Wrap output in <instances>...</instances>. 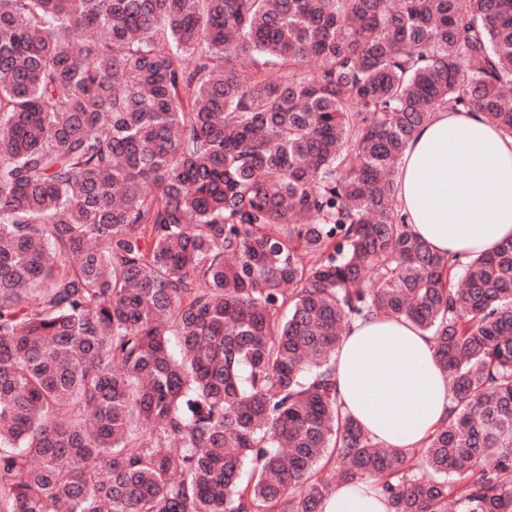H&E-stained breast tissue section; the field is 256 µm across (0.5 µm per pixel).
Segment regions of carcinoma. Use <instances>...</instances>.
Returning a JSON list of instances; mask_svg holds the SVG:
<instances>
[{"mask_svg":"<svg viewBox=\"0 0 512 512\" xmlns=\"http://www.w3.org/2000/svg\"><path fill=\"white\" fill-rule=\"evenodd\" d=\"M507 85L512 0H0V512H320L369 479L512 512V240L435 253L394 178L437 109L512 134ZM374 315L448 375L419 448L338 403Z\"/></svg>","mask_w":512,"mask_h":512,"instance_id":"cac0c4a2","label":"carcinoma"}]
</instances>
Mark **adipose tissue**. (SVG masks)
Listing matches in <instances>:
<instances>
[{
	"label": "adipose tissue",
	"instance_id": "obj_1",
	"mask_svg": "<svg viewBox=\"0 0 512 512\" xmlns=\"http://www.w3.org/2000/svg\"><path fill=\"white\" fill-rule=\"evenodd\" d=\"M413 234L438 254H480L512 240V136L475 112L441 109L418 129L395 174ZM344 412L381 446L417 448L452 404L433 342L409 321L353 322L335 357ZM321 512H388L377 483L343 485Z\"/></svg>",
	"mask_w": 512,
	"mask_h": 512
}]
</instances>
